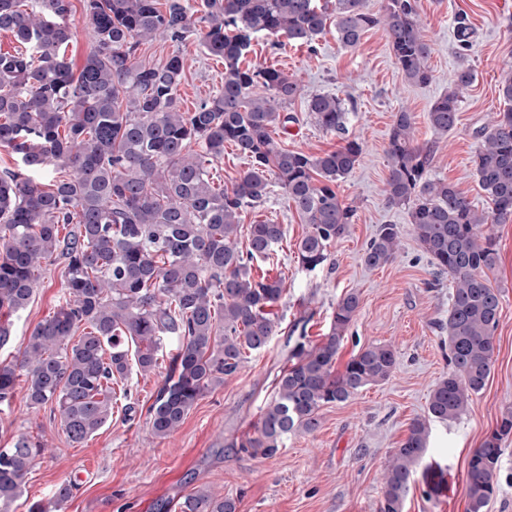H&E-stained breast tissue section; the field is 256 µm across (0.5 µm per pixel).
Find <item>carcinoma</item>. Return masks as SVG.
<instances>
[{
    "label": "carcinoma",
    "instance_id": "1",
    "mask_svg": "<svg viewBox=\"0 0 512 512\" xmlns=\"http://www.w3.org/2000/svg\"><path fill=\"white\" fill-rule=\"evenodd\" d=\"M84 9L93 44L77 65L67 56L70 0H0V31L22 46L0 52V148L17 156V169L0 175V348L47 267H61L64 288L61 302L28 336L21 360L0 363V412L14 404L23 371L28 404L51 406L69 441L80 444L112 420V382L133 368L153 373L169 338L175 353L147 411L153 435L166 438L275 334L271 308L285 281L256 278L252 270L281 243L283 227L250 225L242 249L244 210L278 184L309 226L297 258L310 272L347 235L355 212L339 200L336 185L358 164L361 144L349 140L319 155L281 146L274 134L296 121L283 105L301 96V87L281 70L251 64L255 35L274 45L285 36L312 51L330 24L345 48L381 27L398 69L419 85L432 79V47L416 0H382L376 12L369 0H165L163 9L158 0H84ZM198 33L205 52L224 60V87L189 112L178 98L185 58L152 63L142 47ZM472 35L466 18H458L460 54L471 50ZM474 81L472 68L459 64L453 89L428 111L435 133L454 129L462 94ZM498 90L508 107L476 131L473 157L488 211L455 185L427 177L433 149L415 144L408 109L394 115L384 193L389 205L408 210L415 240L448 275V373L390 458L378 512H403L420 466L429 495L440 492L444 469L424 463L431 423L459 418L490 376L500 293L488 276L498 249L484 227L512 220V62ZM307 112L327 132L346 131L349 109L336 95H312ZM227 143L250 161L229 188L211 174ZM400 250L397 226L382 224L364 263L384 266ZM358 310L353 292L337 301L328 334L309 349L303 342L294 348L254 432L231 447L273 458L288 436L317 429L323 407L392 376L397 354L387 343L361 347L335 370ZM511 436L508 409L468 460L466 512H484L496 492L502 444ZM46 449L25 434L0 448V512H11ZM178 507L237 512L235 499L206 486L193 488Z\"/></svg>",
    "mask_w": 512,
    "mask_h": 512
}]
</instances>
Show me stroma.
Masks as SVG:
<instances>
[{"label": "stroma", "mask_w": 512, "mask_h": 512, "mask_svg": "<svg viewBox=\"0 0 512 512\" xmlns=\"http://www.w3.org/2000/svg\"><path fill=\"white\" fill-rule=\"evenodd\" d=\"M417 11L433 47V79L425 85L405 80L380 28L367 31L352 49L341 46L332 28L311 50L288 44L274 51L265 38L253 41L252 62L294 75L302 86L301 97L287 107L297 121L288 134L279 135L283 147L316 155L349 138L362 146L358 165L336 187L339 199L355 208L348 235L330 247L320 268L308 272L299 266L296 251L308 227L280 187H272L260 206L243 212V224L268 221L284 229L280 246L259 267L260 274L286 282L273 308L280 326L264 350L251 354L236 376L199 400L167 438H156L146 423L166 374L162 366L146 376L131 372L119 382L132 414H125L124 404H115L111 422L78 445L67 440L49 407L31 409L16 398L11 409L0 412V446L31 434L42 437L49 451L26 475L12 512H28L30 502L39 499L51 503V512H172V504L199 484L237 499L238 512H377L385 466L413 420L423 417L431 389L448 371V346L437 327L448 319V280L438 277L414 239L406 209L389 206L383 192L393 116L408 107L416 143L434 145L429 177L453 183L473 205L485 208L472 163L476 131L490 113L504 109L498 85L505 63L512 60V0H418ZM460 16L473 30V47L464 59L454 35ZM176 53L189 63L179 101L182 110L191 111L221 90L224 63L206 55L196 36L143 48L144 57L155 63ZM463 60L476 81L462 99L456 128L435 134L428 123L429 107L451 90V76ZM324 92L355 100L347 135L324 132L310 121L306 97ZM382 224L397 226L402 250L393 262L371 269L362 256ZM490 231L499 253L490 280L501 294L491 374L460 418L431 425L427 456L441 462L447 489L430 497L424 483L416 482L403 512H465L469 456L501 413L512 408V221L491 225ZM348 292L358 295L360 306L335 368L343 370L364 345L389 343L398 357L391 378L361 389L346 402L323 407L317 430L289 436L273 458L240 452L235 441L253 432L296 343H320L337 301ZM62 297L59 270L46 272L28 307L14 317L0 362L20 357L34 327ZM68 480L76 483L72 497L54 505L56 489Z\"/></svg>", "instance_id": "obj_1"}]
</instances>
